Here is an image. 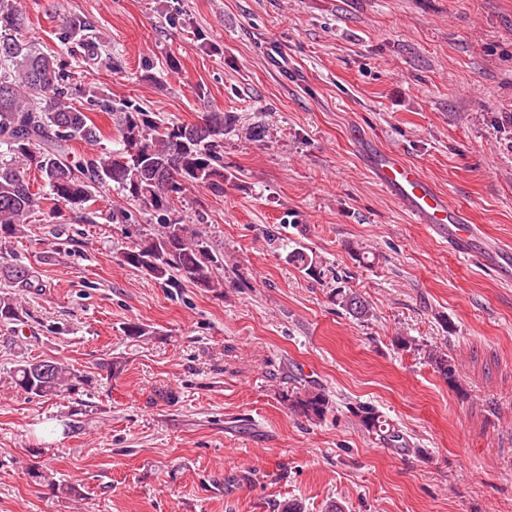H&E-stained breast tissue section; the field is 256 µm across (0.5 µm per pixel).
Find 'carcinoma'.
<instances>
[{"instance_id":"cac0c4a2","label":"carcinoma","mask_w":512,"mask_h":512,"mask_svg":"<svg viewBox=\"0 0 512 512\" xmlns=\"http://www.w3.org/2000/svg\"><path fill=\"white\" fill-rule=\"evenodd\" d=\"M27 13L22 0H0V149L9 159L0 160V324L19 325L28 313L23 293H38L44 285L31 266L23 263L6 244L25 235L29 218L43 210L45 196L32 191L28 170L40 173L52 200L74 208L89 209L96 193L115 187L125 199L147 212L161 215L150 237L120 249L123 266L144 272L162 284L174 278L216 292L224 287L218 270L224 265L205 234L166 213L191 188L224 194V144L226 118L207 112L198 123H161L152 113L112 98L85 99V86L71 64L54 55L34 51L22 31ZM63 43H75L83 55L98 57L99 44L84 35L81 21H71L60 32ZM119 113L121 148L102 147L83 155L71 151V142H101V132L88 116ZM288 260L309 274L317 273V257L298 246ZM336 305L352 318L364 321L371 315L367 301L354 289L338 287ZM424 358L442 375L448 387L462 392L457 371L448 356L428 348ZM11 379L15 388L33 398H64L84 383L77 369L59 359L24 357ZM289 409L310 422L322 421L332 410L330 395L318 388L294 386L282 393ZM365 431L375 434L399 455L418 453L398 428L385 423L376 407L360 404L351 410ZM29 475L40 485L68 497L81 493L60 483L53 474L35 466Z\"/></svg>"}]
</instances>
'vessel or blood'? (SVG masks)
Masks as SVG:
<instances>
[{"instance_id": "obj_1", "label": "vessel or blood", "mask_w": 512, "mask_h": 512, "mask_svg": "<svg viewBox=\"0 0 512 512\" xmlns=\"http://www.w3.org/2000/svg\"><path fill=\"white\" fill-rule=\"evenodd\" d=\"M364 163L373 182L393 196L416 223L447 241L449 249L465 260L492 267L503 281L512 280V248L485 237L480 225L469 223L463 211L451 206L419 167L394 151H369Z\"/></svg>"}]
</instances>
